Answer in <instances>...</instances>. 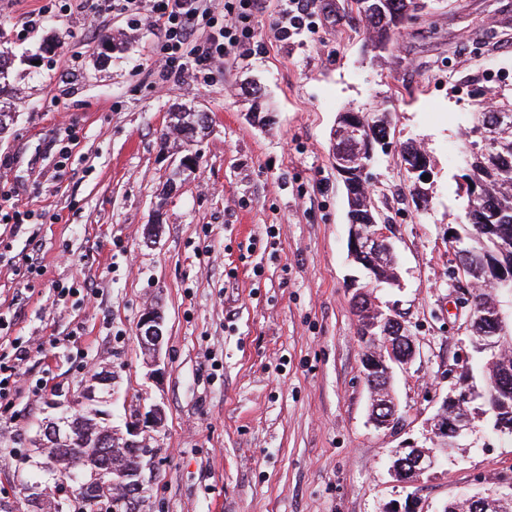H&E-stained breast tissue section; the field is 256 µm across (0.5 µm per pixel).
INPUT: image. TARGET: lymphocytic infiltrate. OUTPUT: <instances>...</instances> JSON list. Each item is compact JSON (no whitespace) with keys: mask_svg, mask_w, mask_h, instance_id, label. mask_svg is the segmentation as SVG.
Wrapping results in <instances>:
<instances>
[{"mask_svg":"<svg viewBox=\"0 0 512 512\" xmlns=\"http://www.w3.org/2000/svg\"><path fill=\"white\" fill-rule=\"evenodd\" d=\"M257 5V0H108L113 13L159 31L166 73L177 79L208 76L224 63L249 56L250 32L241 23ZM220 8L225 15L219 19L215 12ZM314 15V0H284L272 24L275 36L289 39L311 27Z\"/></svg>","mask_w":512,"mask_h":512,"instance_id":"f902f5d3","label":"lymphocytic infiltrate"}]
</instances>
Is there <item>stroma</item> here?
I'll return each instance as SVG.
<instances>
[{"instance_id": "35a3bbf8", "label": "stroma", "mask_w": 512, "mask_h": 512, "mask_svg": "<svg viewBox=\"0 0 512 512\" xmlns=\"http://www.w3.org/2000/svg\"><path fill=\"white\" fill-rule=\"evenodd\" d=\"M46 2L0 0V45L17 54L0 175L34 213L0 223V365L22 378L0 411V502L32 512L33 440L50 401L78 402L104 370L113 433L134 410L165 411L145 433L152 463L136 512H387L410 495L419 512H442L512 479V438L479 422L419 485L390 472L399 446L431 447L427 422L469 364L448 222L465 207L454 178L469 157V114L491 91L512 93V0H431L377 60L349 0H318L314 27L285 41L270 29L281 0H261L252 55L179 82L148 25L97 0L48 14ZM107 34L117 42L101 64ZM178 106L209 115L197 142H162ZM379 106L392 147L371 187L403 283L380 299L417 345L393 379L400 423L385 431L369 422L353 310L367 278L348 258L331 158L338 112ZM410 139L431 156L422 209L399 155ZM190 152L196 170L169 184L171 163ZM29 258L44 275H17ZM75 283L91 285L95 303L59 296ZM153 300L165 322L154 368L137 339ZM24 347L31 358L16 361Z\"/></svg>"}]
</instances>
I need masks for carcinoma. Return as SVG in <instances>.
Listing matches in <instances>:
<instances>
[{
	"instance_id": "1",
	"label": "carcinoma",
	"mask_w": 512,
	"mask_h": 512,
	"mask_svg": "<svg viewBox=\"0 0 512 512\" xmlns=\"http://www.w3.org/2000/svg\"><path fill=\"white\" fill-rule=\"evenodd\" d=\"M357 13L365 23L364 34L368 50L379 56L388 50L393 39L404 28L405 22L428 8V0H353ZM14 55L0 49V95L8 86ZM512 113V95L495 100V108L482 106L475 113L472 126L467 131L469 160L464 173L455 177V195L466 200L465 214L448 225L451 238L471 254L464 269V277L484 285L485 290L475 294L480 303L473 305L471 331L475 336L490 335L489 323L482 317L491 313L501 302L495 291L502 290L512 298V119L499 121L497 114ZM203 113L184 107L170 113L169 132L187 142L195 140L205 126ZM360 135L341 140L333 146V152L357 153L363 146V138H384L389 135L387 115L384 112L364 111ZM348 203V221L351 224H369L375 216V206L367 188L360 185L345 188ZM369 262L387 275L395 273L394 256L386 248L369 259ZM480 369L488 376L482 394L476 397L477 405L472 410L478 415H487L489 426L497 428L498 420L512 424V404L500 413L492 410L491 404L500 393V372L508 370L512 384V358L506 366L488 364L486 356L478 357ZM93 417L80 412L72 415V441L66 448H51L49 452L69 466L70 458L76 456L80 466L96 470L106 480H112V470L129 469L137 462L130 449L122 446V439L109 435L112 440L111 456L101 455L102 431L92 424ZM82 503L94 508V512H129L126 502L114 499L112 509L99 507L90 490L78 493Z\"/></svg>"
}]
</instances>
